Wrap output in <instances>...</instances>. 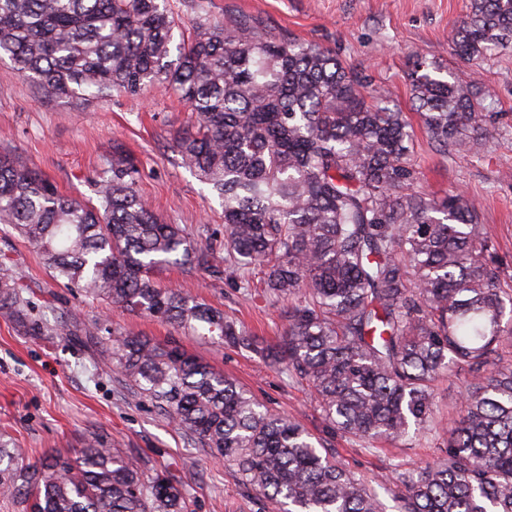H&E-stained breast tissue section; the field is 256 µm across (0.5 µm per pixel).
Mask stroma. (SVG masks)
Masks as SVG:
<instances>
[{
  "mask_svg": "<svg viewBox=\"0 0 512 512\" xmlns=\"http://www.w3.org/2000/svg\"><path fill=\"white\" fill-rule=\"evenodd\" d=\"M469 0H167L184 35L191 36L224 18H254L264 34H288L336 52L356 71L368 75L391 106L414 116L408 59L419 52L455 67L448 37L467 13ZM476 82L494 97L497 130L479 153L445 157L424 132L415 152L424 173L423 188L438 196L459 189L477 207L499 254L512 263V53L468 65ZM189 112L166 90L137 96L113 95L104 101L59 99L43 93L10 59H0V153L23 155L30 165L72 196L95 200L97 175L112 162V146L122 143L135 157L138 189L162 220L193 234L224 237L221 202L210 187L182 166L172 144L187 126ZM16 264L30 284L35 305L50 303L57 312L86 323L111 320L113 329L159 342L174 339L234 378L270 410L301 421L335 454L341 465L378 492L386 512H395L391 490L397 470L436 459L445 428L457 410L468 375L447 377L436 389L442 428L403 445L380 443L366 449L363 440L325 431L307 386L297 384L258 356L229 348L211 337L174 332L144 314L92 301L56 282L39 251L9 227L0 225V254ZM164 286L180 289L237 318L249 330L274 343L288 321L287 302L244 297L227 277L165 267L154 273ZM96 432L133 460L148 459L168 468L182 482L192 512H276L261 494L245 489L234 471L215 461L153 402L126 395L113 372L95 365L92 351L78 341L32 336L0 320V433L25 448L28 461L82 447Z\"/></svg>",
  "mask_w": 512,
  "mask_h": 512,
  "instance_id": "1",
  "label": "stroma"
}]
</instances>
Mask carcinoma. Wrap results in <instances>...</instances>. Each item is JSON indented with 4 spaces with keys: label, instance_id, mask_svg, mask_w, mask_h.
I'll return each mask as SVG.
<instances>
[{
    "label": "carcinoma",
    "instance_id": "cac0c4a2",
    "mask_svg": "<svg viewBox=\"0 0 512 512\" xmlns=\"http://www.w3.org/2000/svg\"><path fill=\"white\" fill-rule=\"evenodd\" d=\"M176 28L163 0H0V58L56 98L178 93L195 119L175 137L178 155L221 199L224 262L239 287L288 300L280 341L154 281L164 264L221 274L217 244L161 221L120 145L95 203L62 193L23 156L1 155L0 224L78 293L175 330L205 329L307 384L327 429L343 436L396 445L431 431L437 382L469 374L441 456L397 473V512H512V266L474 204L421 189L406 115L370 99L368 79L332 50L230 17L173 59ZM449 48L470 64L511 53L512 0H470ZM409 82L441 154H469L495 131L489 87L421 54L409 59ZM24 288L1 259V318L36 336L85 337L132 396L155 402L280 512H382L302 424L223 370L174 343L51 318L50 306L37 313ZM0 497L27 512H190L167 470L95 433L76 455L33 464L0 434Z\"/></svg>",
    "mask_w": 512,
    "mask_h": 512
}]
</instances>
